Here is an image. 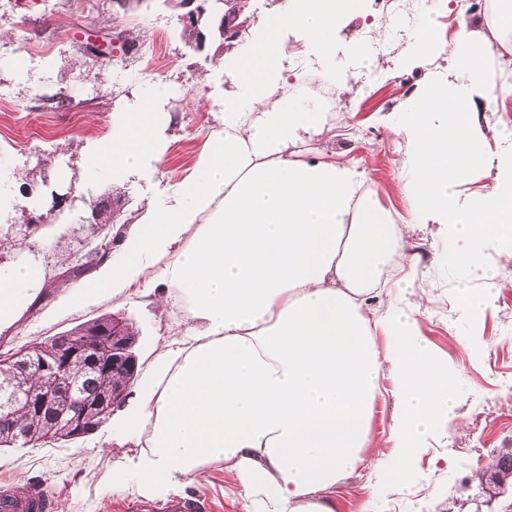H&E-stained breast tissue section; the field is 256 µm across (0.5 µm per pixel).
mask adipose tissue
I'll return each instance as SVG.
<instances>
[{
    "instance_id": "obj_1",
    "label": "adipose tissue",
    "mask_w": 512,
    "mask_h": 512,
    "mask_svg": "<svg viewBox=\"0 0 512 512\" xmlns=\"http://www.w3.org/2000/svg\"><path fill=\"white\" fill-rule=\"evenodd\" d=\"M431 0L409 36L403 66L451 53L396 110L408 147L410 220L385 209L355 164L314 149L331 127L288 50L316 60L332 87L352 91L338 34L367 0H283L274 32L251 34L224 58L234 88L217 101L220 128L193 172L155 201L119 260L67 289L63 309L160 284L187 328L163 342L125 420L142 447L130 461L140 494L165 497L184 476L223 469L247 512H336L333 488L361 465L379 483L412 485L428 438L453 415V386L415 317L409 227L446 225L448 259L484 280L461 283L458 309L480 322L496 291L488 252L512 262V130L490 148L476 118L512 96V0L462 14L452 42ZM169 92L147 85L118 111L112 135L84 161L113 183L156 168L166 151ZM490 189L462 196L467 182ZM43 278L34 263L0 264V330L15 324ZM387 347L378 350L376 337ZM390 378L398 401L390 453L367 458L368 421Z\"/></svg>"
}]
</instances>
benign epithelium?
Listing matches in <instances>:
<instances>
[{
	"mask_svg": "<svg viewBox=\"0 0 512 512\" xmlns=\"http://www.w3.org/2000/svg\"><path fill=\"white\" fill-rule=\"evenodd\" d=\"M163 5L176 12L184 27L196 30L197 39L193 48L205 49L207 42L219 39L226 45L239 41L247 31L243 22L244 10L250 7V0H224V12L207 25L203 19L207 13L204 0H161ZM126 323L112 316L108 323L92 326L79 335L64 334L55 337L56 349L51 358L42 355L40 347L33 345L21 354L20 365L24 373L36 370L45 375L44 384L39 388L27 389L23 385L10 383L0 385V419L8 420L17 407L40 415H53L58 407L59 396L69 392L67 405L59 417V433L76 440L87 436L98 426L93 424L96 411L104 408L109 413L124 402L128 388L117 389L109 400L101 403L76 394L78 381L72 369L85 364L110 371L122 365L131 374H136L140 357L134 345L126 344L124 332Z\"/></svg>",
	"mask_w": 512,
	"mask_h": 512,
	"instance_id": "obj_1",
	"label": "benign epithelium"
}]
</instances>
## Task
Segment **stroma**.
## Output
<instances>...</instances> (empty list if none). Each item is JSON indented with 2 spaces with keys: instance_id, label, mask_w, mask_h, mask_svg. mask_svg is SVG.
Listing matches in <instances>:
<instances>
[{
  "instance_id": "stroma-1",
  "label": "stroma",
  "mask_w": 512,
  "mask_h": 512,
  "mask_svg": "<svg viewBox=\"0 0 512 512\" xmlns=\"http://www.w3.org/2000/svg\"><path fill=\"white\" fill-rule=\"evenodd\" d=\"M406 47V36H399L380 54L378 68L359 69L363 92L352 105L353 117L333 110L328 121L334 134L318 143L328 155L356 162L379 202L403 220L413 209L404 190L406 145L390 119L425 74L399 67ZM20 55L27 62L22 82L8 67ZM224 55L217 42L201 52L185 45L176 14L161 0H144L128 11L113 0H0V183L14 194L9 219L0 223V262L37 261L52 285L36 311L23 312L18 325L0 331V359L108 312L123 314L135 328L144 364L160 340L183 330L178 309L141 283L118 300L60 312L70 285L61 273L81 254L79 227L97 199L118 196L124 203L123 222L112 228L114 241L105 252L116 260L152 198L193 170L213 125L210 102L197 92L233 87L223 77ZM149 81L180 90L163 105L169 124L162 162L117 188L110 176L90 179L83 160L92 144L111 135L131 90ZM39 215L45 223L22 238L21 229ZM410 240L418 326L454 380V415L441 423L428 452L416 461L413 493L375 489V474L366 465L333 489L338 512H475L484 499L489 512H512L511 493L489 500L480 485L495 457L512 448V391L501 385L512 378V263L487 256L496 268L498 291L479 324L486 343L479 352L466 341L469 321L454 308L453 288L463 272L448 265L444 227L422 225ZM126 414V407H119L95 433L72 443L0 447V482L45 486L54 512H115L119 502L139 497L135 481L122 490L112 487L113 473L127 469L139 452L136 437L124 427ZM179 495L205 499V512H246L244 500L225 491L224 472L217 468L203 483L185 477Z\"/></svg>"
}]
</instances>
